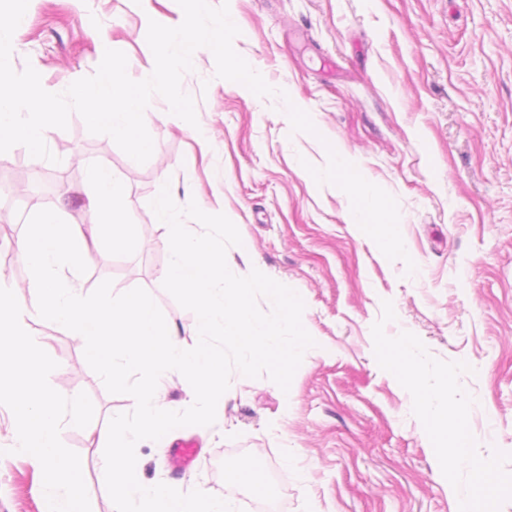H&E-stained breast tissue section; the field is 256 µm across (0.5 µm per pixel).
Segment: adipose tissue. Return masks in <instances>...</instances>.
<instances>
[{
  "label": "adipose tissue",
  "instance_id": "1",
  "mask_svg": "<svg viewBox=\"0 0 512 512\" xmlns=\"http://www.w3.org/2000/svg\"><path fill=\"white\" fill-rule=\"evenodd\" d=\"M88 183L98 227L111 237L113 245L128 246L131 242L130 224L118 176L108 168L96 167L90 170Z\"/></svg>",
  "mask_w": 512,
  "mask_h": 512
}]
</instances>
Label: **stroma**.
Masks as SVG:
<instances>
[{
  "label": "stroma",
  "instance_id": "35a3bbf8",
  "mask_svg": "<svg viewBox=\"0 0 512 512\" xmlns=\"http://www.w3.org/2000/svg\"><path fill=\"white\" fill-rule=\"evenodd\" d=\"M228 2L240 33L235 51L287 99L260 98L217 78L209 49L181 81L197 125L169 114L161 96L146 109L154 141L143 164L78 114L49 142L57 163L25 147L5 160L37 166L51 206L81 224L91 253L78 282L92 292L145 289L182 348L198 342L193 312L163 289L165 229L150 207L161 183L186 206L185 181L205 212L236 224L267 276L303 299L308 349L289 393L268 377L232 372L214 425L173 429L137 448L144 483H181L231 497L236 512H458V495L412 412V397L380 368L371 328L391 301L387 335L414 333L431 357L472 365L459 381L473 397L469 427L481 457L512 453V0H210ZM15 31V71L33 67L45 90L65 91L95 73L105 49L125 53L142 80L154 57L144 17H177L176 0H31ZM109 35L100 45L96 32ZM308 112L316 134L292 132L286 103ZM353 162L398 202L408 260L387 259L353 224L350 200L317 185L306 164L325 167L327 147ZM104 165L120 177L132 247L94 228L85 177ZM416 270L407 273V261ZM30 334L58 364L50 385L86 392L98 427L129 412L107 392L81 340L45 321ZM61 440L87 466L91 512H114L98 469L99 435L62 426ZM193 442L175 467L173 443ZM14 416L0 405V512H48L37 464L16 452ZM267 470L276 493L228 489L227 466Z\"/></svg>",
  "mask_w": 512,
  "mask_h": 512
}]
</instances>
